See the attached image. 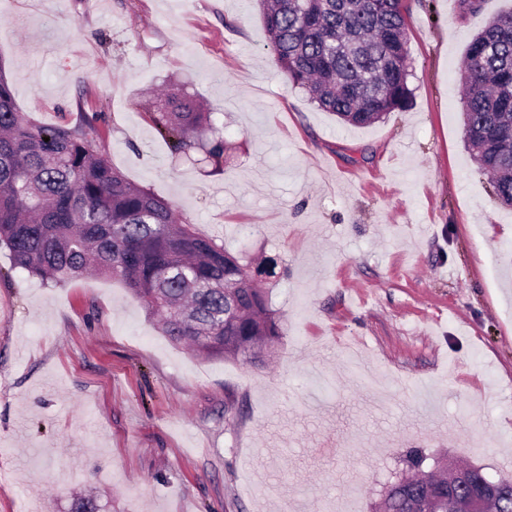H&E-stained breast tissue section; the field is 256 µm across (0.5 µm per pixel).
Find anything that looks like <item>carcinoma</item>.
I'll use <instances>...</instances> for the list:
<instances>
[{"instance_id": "1", "label": "carcinoma", "mask_w": 512, "mask_h": 512, "mask_svg": "<svg viewBox=\"0 0 512 512\" xmlns=\"http://www.w3.org/2000/svg\"><path fill=\"white\" fill-rule=\"evenodd\" d=\"M277 63L293 86L343 123L370 126L410 103L411 59L402 0H252ZM465 142L496 199L512 207V10L466 48L460 74ZM159 133L184 154L229 149L198 98L171 86ZM0 246L43 281L91 268L124 282L163 335L205 357L257 359L282 336L280 319L250 266L179 220L172 205L131 184L78 127H45L16 107L0 65ZM428 497L448 508V474L420 471L386 493L388 512ZM497 512H512V482Z\"/></svg>"}]
</instances>
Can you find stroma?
Instances as JSON below:
<instances>
[{"label": "stroma", "mask_w": 512, "mask_h": 512, "mask_svg": "<svg viewBox=\"0 0 512 512\" xmlns=\"http://www.w3.org/2000/svg\"><path fill=\"white\" fill-rule=\"evenodd\" d=\"M410 106L346 127L292 87L253 0H0L20 111L91 124L126 178L249 262L271 353L204 358L120 281L62 284L0 247V512H371L419 448L512 479V209L464 147L460 67L512 0H404ZM224 121L173 151L150 89ZM374 373L359 376L358 364Z\"/></svg>", "instance_id": "obj_1"}]
</instances>
